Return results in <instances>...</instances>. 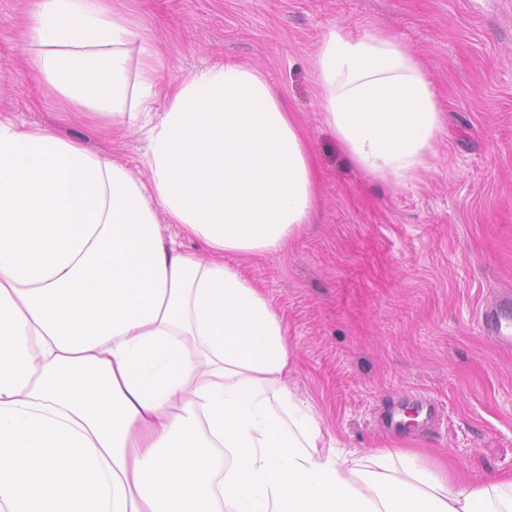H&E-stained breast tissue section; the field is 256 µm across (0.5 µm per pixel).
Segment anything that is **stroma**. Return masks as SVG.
I'll return each mask as SVG.
<instances>
[{"instance_id":"obj_1","label":"stroma","mask_w":512,"mask_h":512,"mask_svg":"<svg viewBox=\"0 0 512 512\" xmlns=\"http://www.w3.org/2000/svg\"><path fill=\"white\" fill-rule=\"evenodd\" d=\"M175 81L213 63L261 72L294 112L320 181L309 224L270 257H233L288 327L292 384L347 447L437 448L475 480L512 471V350L481 330L512 292V0H113ZM34 0H0V113L91 151L139 134L65 113L23 64ZM336 23L391 31L427 65L443 113L433 170L395 188L349 162L323 123L313 58ZM417 407L412 427L386 408Z\"/></svg>"}]
</instances>
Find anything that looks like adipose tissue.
I'll return each instance as SVG.
<instances>
[{
	"label": "adipose tissue",
	"mask_w": 512,
	"mask_h": 512,
	"mask_svg": "<svg viewBox=\"0 0 512 512\" xmlns=\"http://www.w3.org/2000/svg\"><path fill=\"white\" fill-rule=\"evenodd\" d=\"M26 37L49 87L146 148L134 168L0 116V512H512V472L345 448L290 388L278 307L224 260L278 253L316 202L260 72L163 82L109 0H35ZM313 66L353 166L397 188L431 170L437 93L402 39L334 25Z\"/></svg>",
	"instance_id": "ef3b65f1"
}]
</instances>
